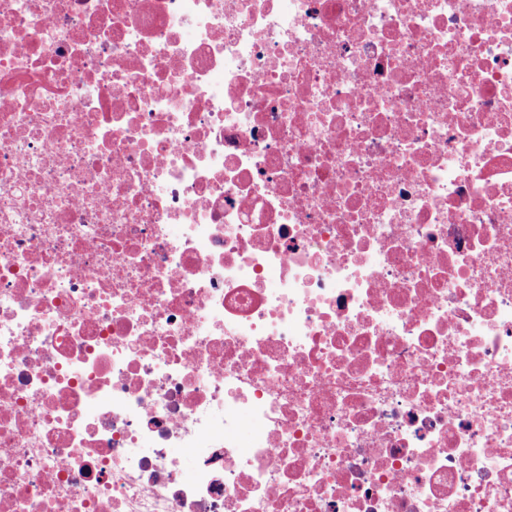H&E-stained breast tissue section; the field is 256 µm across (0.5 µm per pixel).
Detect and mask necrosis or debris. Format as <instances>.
Listing matches in <instances>:
<instances>
[{"label": "necrosis or debris", "instance_id": "1", "mask_svg": "<svg viewBox=\"0 0 512 512\" xmlns=\"http://www.w3.org/2000/svg\"><path fill=\"white\" fill-rule=\"evenodd\" d=\"M0 512H512V0H0Z\"/></svg>", "mask_w": 512, "mask_h": 512}]
</instances>
